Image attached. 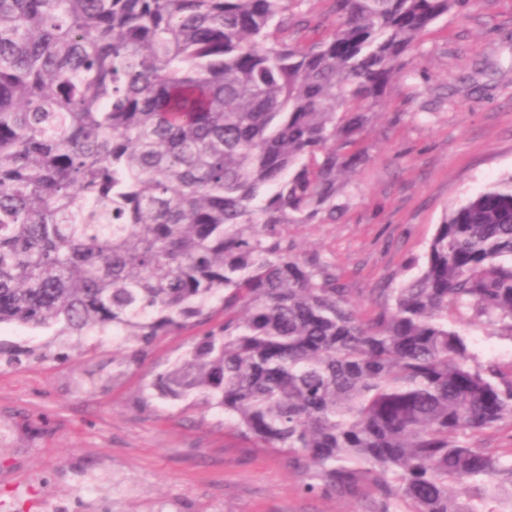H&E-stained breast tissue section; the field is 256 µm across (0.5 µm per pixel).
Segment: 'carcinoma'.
<instances>
[{"label": "carcinoma", "mask_w": 512, "mask_h": 512, "mask_svg": "<svg viewBox=\"0 0 512 512\" xmlns=\"http://www.w3.org/2000/svg\"><path fill=\"white\" fill-rule=\"evenodd\" d=\"M0 0V324L112 335L117 372L221 322L146 396L195 398L373 512L512 504V176L454 208L367 309L290 224L336 222L376 108L467 0ZM56 341L26 355L76 351ZM462 329L473 343V351L480 360L497 358L508 363L512 359V341L507 337L491 334V328L480 322H472Z\"/></svg>", "instance_id": "obj_1"}]
</instances>
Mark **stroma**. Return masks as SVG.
<instances>
[{
  "label": "stroma",
  "mask_w": 512,
  "mask_h": 512,
  "mask_svg": "<svg viewBox=\"0 0 512 512\" xmlns=\"http://www.w3.org/2000/svg\"><path fill=\"white\" fill-rule=\"evenodd\" d=\"M364 139L335 223L292 224L288 238L371 306L453 208L512 176V0L433 23ZM463 331L479 359L512 361L511 339ZM199 334L161 337L120 376L108 336L64 359L0 362V512H371L367 497L307 493V471L249 447L223 413L145 399Z\"/></svg>",
  "instance_id": "35a3bbf8"
}]
</instances>
